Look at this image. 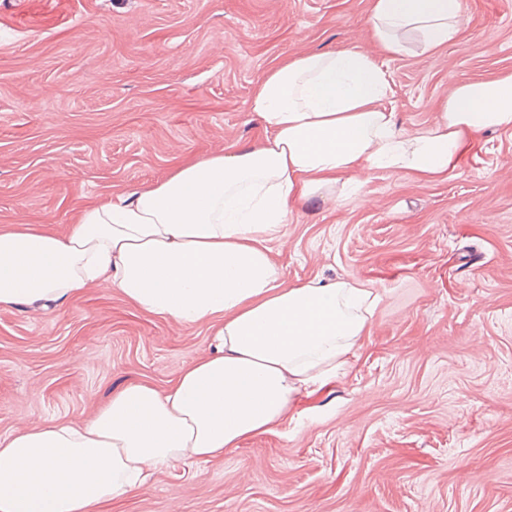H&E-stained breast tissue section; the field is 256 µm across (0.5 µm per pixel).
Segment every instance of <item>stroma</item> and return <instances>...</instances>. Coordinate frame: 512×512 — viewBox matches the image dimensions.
<instances>
[{
	"label": "stroma",
	"instance_id": "1",
	"mask_svg": "<svg viewBox=\"0 0 512 512\" xmlns=\"http://www.w3.org/2000/svg\"><path fill=\"white\" fill-rule=\"evenodd\" d=\"M369 0H0V225L67 230L96 200L252 143L254 85L279 59L374 52ZM439 52L387 58L403 127L458 83L512 73V0H462ZM287 283L353 278L381 295L355 357L300 395L287 431L158 471L102 512H512V130L448 179L357 176L294 214ZM212 350L205 324L109 285L0 308V436L80 421L130 381L164 388Z\"/></svg>",
	"mask_w": 512,
	"mask_h": 512
}]
</instances>
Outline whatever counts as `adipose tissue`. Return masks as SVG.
I'll use <instances>...</instances> for the list:
<instances>
[{
  "mask_svg": "<svg viewBox=\"0 0 512 512\" xmlns=\"http://www.w3.org/2000/svg\"><path fill=\"white\" fill-rule=\"evenodd\" d=\"M463 24L461 0H371L376 55L310 51L256 83L259 143L87 205L63 233L0 225V307L62 304L107 283L142 312L208 324L213 344L165 389L130 382L84 422L0 436V512H101L161 468L287 428L296 398L348 364L380 294L354 279L285 285L272 245L292 213L339 203L356 175L444 180L480 134L512 129V73L458 84L422 130L385 106L383 58L433 54Z\"/></svg>",
  "mask_w": 512,
  "mask_h": 512,
  "instance_id": "obj_1",
  "label": "adipose tissue"
}]
</instances>
